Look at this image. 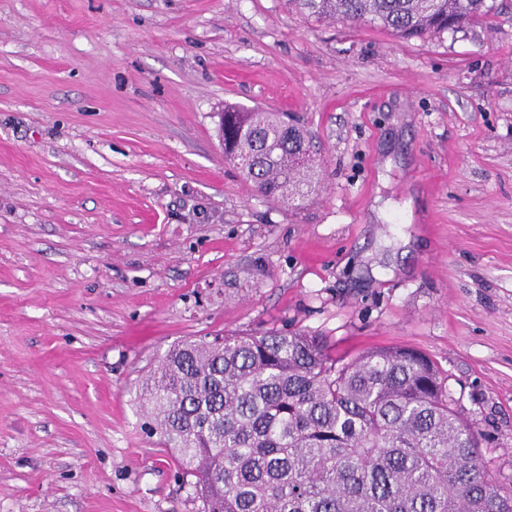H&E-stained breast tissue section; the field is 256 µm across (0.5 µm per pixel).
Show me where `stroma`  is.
<instances>
[{
  "label": "stroma",
  "mask_w": 512,
  "mask_h": 512,
  "mask_svg": "<svg viewBox=\"0 0 512 512\" xmlns=\"http://www.w3.org/2000/svg\"><path fill=\"white\" fill-rule=\"evenodd\" d=\"M427 40L288 0H0V512H200L137 391L178 341L271 329L447 371L512 489V0ZM284 112L296 206L224 159ZM224 159L264 197L295 201L312 190L315 163L306 133L277 112L224 107Z\"/></svg>",
  "instance_id": "35a3bbf8"
}]
</instances>
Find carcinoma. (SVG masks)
<instances>
[{
	"mask_svg": "<svg viewBox=\"0 0 512 512\" xmlns=\"http://www.w3.org/2000/svg\"><path fill=\"white\" fill-rule=\"evenodd\" d=\"M300 14L405 39L457 33L495 0H289ZM224 159L264 197L295 201L316 170L306 133L277 112L224 107ZM428 356L377 348L350 362L320 336L185 339L142 384L151 430L201 512H512L477 432Z\"/></svg>",
	"mask_w": 512,
	"mask_h": 512,
	"instance_id": "carcinoma-1",
	"label": "carcinoma"
}]
</instances>
